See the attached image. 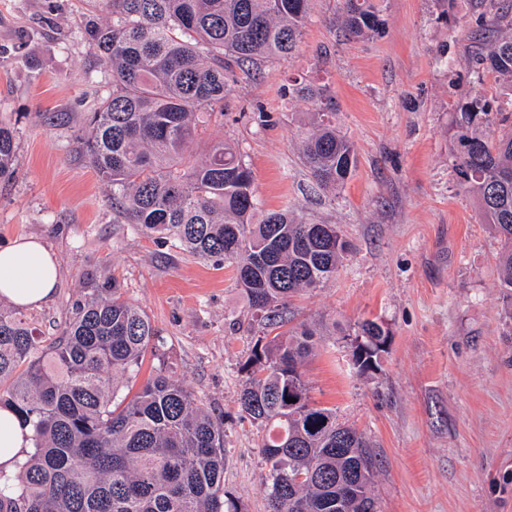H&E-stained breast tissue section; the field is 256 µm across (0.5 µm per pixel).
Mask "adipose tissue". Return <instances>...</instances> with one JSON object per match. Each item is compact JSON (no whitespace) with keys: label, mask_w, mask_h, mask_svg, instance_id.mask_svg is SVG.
Masks as SVG:
<instances>
[{"label":"adipose tissue","mask_w":512,"mask_h":512,"mask_svg":"<svg viewBox=\"0 0 512 512\" xmlns=\"http://www.w3.org/2000/svg\"><path fill=\"white\" fill-rule=\"evenodd\" d=\"M58 279V260L39 239L21 236L0 247L1 299L21 307L41 305Z\"/></svg>","instance_id":"ef3b65f1"}]
</instances>
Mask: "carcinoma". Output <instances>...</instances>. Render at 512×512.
<instances>
[{"instance_id": "carcinoma-1", "label": "carcinoma", "mask_w": 512, "mask_h": 512, "mask_svg": "<svg viewBox=\"0 0 512 512\" xmlns=\"http://www.w3.org/2000/svg\"><path fill=\"white\" fill-rule=\"evenodd\" d=\"M99 1L112 21L87 35L112 70V95L88 113L80 146L127 223L233 264L260 329L240 363L239 404L264 430L268 512H379L371 444L311 400L300 367L316 331L290 329L285 316L292 297L336 275L348 241L335 224L261 209L231 145L216 142L188 160L211 111L224 109V61L290 55L311 0H91ZM342 24L351 37L383 26L372 0H343ZM478 64L449 128L451 165L504 243L500 287L512 299V112L476 91L492 76L512 92V33ZM292 92L311 105L305 166L325 189L344 185L356 152L336 124L335 98L311 84ZM14 160V130L0 120L1 179ZM156 336L115 283L76 301L52 339L0 308V408L17 415L30 441L15 470L0 466V512H240L224 492V418L172 378L160 352L137 391L122 386ZM354 336L352 363L378 369L389 332L364 320Z\"/></svg>"}]
</instances>
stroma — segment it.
Listing matches in <instances>:
<instances>
[{
	"label": "stroma",
	"instance_id": "stroma-1",
	"mask_svg": "<svg viewBox=\"0 0 512 512\" xmlns=\"http://www.w3.org/2000/svg\"><path fill=\"white\" fill-rule=\"evenodd\" d=\"M382 32L351 39L341 0H312L291 56L231 65V92L193 148L238 146L262 209L338 225L350 251L335 278L297 297L288 323L320 327L303 368L310 397L364 430L380 466L381 512H512V300L502 242L462 193L448 128L477 59L500 29L493 0H374ZM112 15L88 0H0V119L16 131L0 180V245L43 239L60 265L51 300L21 313L60 332L88 288L118 281L148 315L171 375L224 418V488L242 512H267L262 429L243 418L238 364L258 325L227 263L145 235L79 151L84 116L112 93L88 39ZM326 88L357 168L318 188L298 151L309 105L292 80ZM237 315L230 324L229 315ZM365 319L390 332L380 370L358 374L350 336Z\"/></svg>",
	"mask_w": 512,
	"mask_h": 512
}]
</instances>
